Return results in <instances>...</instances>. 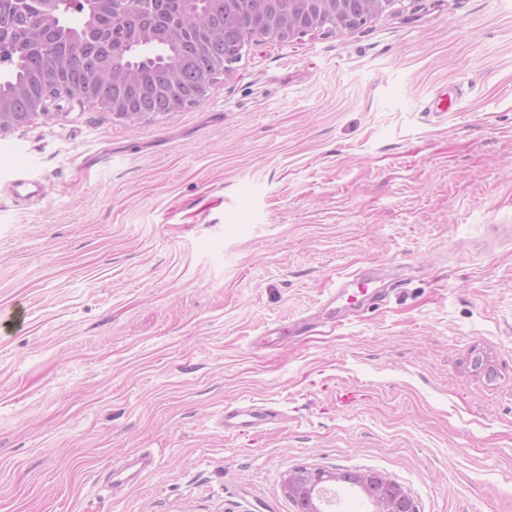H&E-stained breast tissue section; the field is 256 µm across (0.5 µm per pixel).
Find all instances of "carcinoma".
<instances>
[{
  "instance_id": "1",
  "label": "carcinoma",
  "mask_w": 512,
  "mask_h": 512,
  "mask_svg": "<svg viewBox=\"0 0 512 512\" xmlns=\"http://www.w3.org/2000/svg\"><path fill=\"white\" fill-rule=\"evenodd\" d=\"M195 8L205 18L187 16L185 0H112L101 11H85L81 0H69L67 13L55 24L29 5V0H0V104L15 112L28 111L27 101L43 97L48 71L64 63L61 84L87 102L101 105L112 97V87L96 88L85 82L84 74L129 59L140 78L166 87L169 97L179 94L173 75L195 82L204 97L221 73L224 61L241 57L246 36L267 27V16L257 0H201ZM152 37L136 50L139 29ZM79 38L84 51L68 54L67 42ZM23 88L26 101L17 97Z\"/></svg>"
}]
</instances>
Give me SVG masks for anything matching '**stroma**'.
Returning <instances> with one entry per match:
<instances>
[{
    "mask_svg": "<svg viewBox=\"0 0 512 512\" xmlns=\"http://www.w3.org/2000/svg\"><path fill=\"white\" fill-rule=\"evenodd\" d=\"M360 272L389 297L324 313ZM239 401L277 427L216 428ZM308 465L512 512V0H395L249 41L181 111L0 135V512H299ZM346 0H301L304 12L309 17V25L295 27L291 22L294 9L288 8V21L285 16L277 14L270 23L271 36L288 39L304 36L309 33L322 34H353L369 25L380 13L385 11L395 0H363L366 4L364 14L354 19L345 12ZM329 17L332 22L324 24L322 19ZM11 190L16 198L30 200L44 195L45 184L40 179L20 175L12 181ZM156 467V459L150 453H142L129 458L119 467L112 468L107 477L112 490L122 489L136 483L144 474Z\"/></svg>",
    "mask_w": 512,
    "mask_h": 512,
    "instance_id": "obj_1",
    "label": "stroma"
}]
</instances>
